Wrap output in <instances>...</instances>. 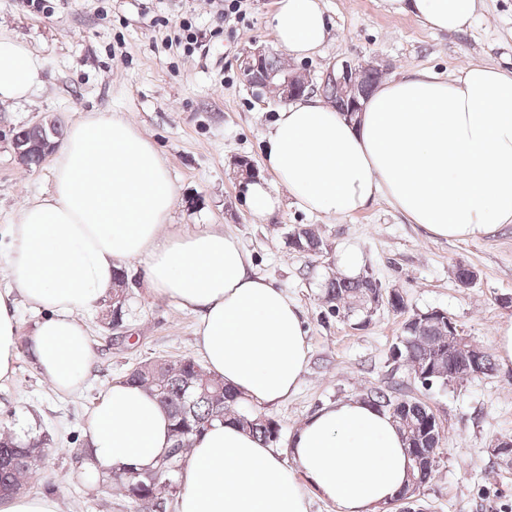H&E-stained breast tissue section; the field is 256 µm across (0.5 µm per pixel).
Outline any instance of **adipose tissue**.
Instances as JSON below:
<instances>
[{"mask_svg": "<svg viewBox=\"0 0 512 512\" xmlns=\"http://www.w3.org/2000/svg\"><path fill=\"white\" fill-rule=\"evenodd\" d=\"M387 4L448 33L478 9V0ZM271 28L289 56L305 60L330 23L323 0H277ZM41 69L27 44L0 41V103L27 99ZM264 140L268 175L247 185L255 217L288 200L336 219L382 199L433 239L512 223V70L473 61L449 75L408 71L375 88L352 119L304 96L276 112ZM177 198L136 125L98 112L71 125L53 156L52 190L22 209L0 247L10 282L0 290V382L15 372L23 302L41 314L27 338L38 370L56 392L80 390L94 358L82 316L111 291L119 262L139 260L146 288L199 314L195 348L209 373L262 405L296 392L310 352L299 306L256 273L223 225L175 229ZM170 425L149 390L112 385L88 422V472L153 468ZM412 467L396 420L359 398L309 415L284 456L227 419L192 438L175 512H309V486L337 512H379Z\"/></svg>", "mask_w": 512, "mask_h": 512, "instance_id": "ef3b65f1", "label": "adipose tissue"}]
</instances>
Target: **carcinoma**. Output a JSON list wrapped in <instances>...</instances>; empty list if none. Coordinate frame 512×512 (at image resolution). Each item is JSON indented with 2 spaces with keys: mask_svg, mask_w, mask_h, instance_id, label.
I'll return each mask as SVG.
<instances>
[{
  "mask_svg": "<svg viewBox=\"0 0 512 512\" xmlns=\"http://www.w3.org/2000/svg\"><path fill=\"white\" fill-rule=\"evenodd\" d=\"M46 129L38 125L22 127L13 133L15 139L33 145L29 151L28 167H37L43 161L42 144ZM288 245L297 252L318 254L323 249L322 239L307 226L286 233ZM378 282L359 274L355 278L341 275L326 280L323 299L328 312L340 318L366 313L376 296ZM129 302L126 271L119 267L113 274V287L109 300L100 306L101 321L107 325L122 321ZM436 317L449 319L440 309L415 311L405 321L402 334L391 348L395 362L411 364L415 378L430 387L446 389L475 379L465 369L453 366L448 356V337L442 335ZM126 382L138 384L152 391L168 411L172 428V444L160 457L186 460L190 439L202 433L212 422L234 419L243 429L261 441L276 444L281 438V426L273 418L249 409L245 399L224 388V381L212 376L192 357L179 360L142 362L127 376ZM360 397L380 410L389 412L398 422L408 445L415 469L410 483L398 495L408 508L418 505L411 499L431 483L435 460L416 459V449L428 448L432 454L440 450V435L435 414L429 404L406 392L399 384L370 388ZM46 453L39 439L22 443L9 432L0 434V496L26 490L42 469ZM117 487L128 502L129 512H167L168 499L163 495L166 484L159 468L149 471L132 470L116 477Z\"/></svg>",
  "mask_w": 512,
  "mask_h": 512,
  "instance_id": "obj_1",
  "label": "carcinoma"
}]
</instances>
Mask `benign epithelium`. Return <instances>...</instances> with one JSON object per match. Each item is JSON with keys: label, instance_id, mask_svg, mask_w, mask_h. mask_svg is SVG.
Listing matches in <instances>:
<instances>
[{"label": "benign epithelium", "instance_id": "benign-epithelium-1", "mask_svg": "<svg viewBox=\"0 0 512 512\" xmlns=\"http://www.w3.org/2000/svg\"><path fill=\"white\" fill-rule=\"evenodd\" d=\"M269 51L263 45L244 52L238 58L239 70L250 85L261 92L278 99L282 103L290 102L312 88L309 79L294 71L279 72L266 66ZM377 67L373 61H343L330 67L322 76V81L336 87L348 97L349 112L362 111L358 95L365 84L369 72ZM485 350L475 345L461 353L460 365L473 374L480 373Z\"/></svg>", "mask_w": 512, "mask_h": 512}]
</instances>
